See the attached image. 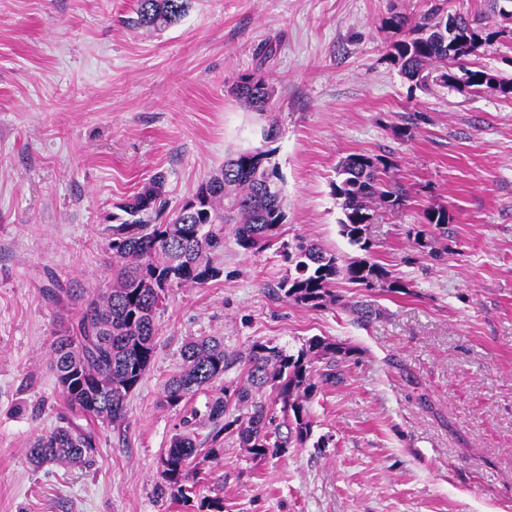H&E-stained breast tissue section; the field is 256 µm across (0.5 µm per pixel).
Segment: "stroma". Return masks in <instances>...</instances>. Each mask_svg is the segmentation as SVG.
<instances>
[{
  "label": "stroma",
  "mask_w": 512,
  "mask_h": 512,
  "mask_svg": "<svg viewBox=\"0 0 512 512\" xmlns=\"http://www.w3.org/2000/svg\"><path fill=\"white\" fill-rule=\"evenodd\" d=\"M438 3L490 35L468 67L512 73V18L488 0H194L160 32L127 26L135 0H0V512H187L156 472L183 419L206 438L218 392L176 408L160 393L201 336L230 351L314 336L357 350L345 384L310 403L328 448L254 460L229 439L219 458L197 454L189 482L223 512H512V99L444 85L434 65L423 83L402 74L387 18ZM246 76L273 87L264 111L234 94ZM410 116L411 136H395ZM271 126L278 240L247 253L227 239L218 278L169 295L126 423L100 426L88 463L34 467L28 449L63 407L46 274L104 284L120 203L160 172L177 208ZM352 153L390 156L409 193L368 227L373 258L409 290L372 291L384 314L366 325L273 294L295 238L363 258L339 232L331 188ZM437 206L448 234L418 245Z\"/></svg>",
  "instance_id": "obj_1"
}]
</instances>
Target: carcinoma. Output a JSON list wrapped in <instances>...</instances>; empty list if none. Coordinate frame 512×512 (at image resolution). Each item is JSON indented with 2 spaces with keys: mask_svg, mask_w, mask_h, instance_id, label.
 <instances>
[{
  "mask_svg": "<svg viewBox=\"0 0 512 512\" xmlns=\"http://www.w3.org/2000/svg\"><path fill=\"white\" fill-rule=\"evenodd\" d=\"M193 0H136L134 29L163 31L180 22ZM388 27L403 33L393 44L394 61L413 79L429 63L459 64L472 55L482 34L462 15H448L436 8L416 21L403 15L387 19ZM454 87L492 88L512 98V77L481 69L460 67L440 75ZM273 88L262 79L241 80L235 95L246 107L262 111ZM273 148L237 152L220 171L202 182L195 193L168 219L165 176L155 175L140 191L118 206L123 215L108 228L106 247L110 279L101 287L80 292L56 277L42 289L55 307L76 304L78 314L64 334L51 345L50 367L64 403L60 425L39 436L29 448L30 462L79 464L99 444L96 421L122 424L128 400L154 358L157 316L175 288L199 287L217 278L218 259L224 254V225L238 247L257 252L278 235L286 214L282 177ZM395 168L387 155L356 153L336 167L332 192L342 211L341 234L369 252L368 226L375 209L395 210L407 193L391 179ZM422 223L448 232L451 217L445 207L423 211ZM289 270L279 284V295L303 307L320 308L338 302L333 286L342 281L353 288H385L405 294L408 285L383 265L367 258L342 261L316 244L301 239L285 253ZM356 322L370 323L382 309L368 300L344 305ZM356 349L328 338L313 337L291 351L284 346L254 342L247 352L224 350L223 339L203 337L185 343L182 364L164 383L163 405L177 407L192 396L219 383L226 372L242 367L243 382L224 387V395L208 405L211 448L218 458L224 440L233 438L254 458L282 453L288 445L303 448L313 435L309 403L318 389L345 380L344 367ZM281 405L282 422L274 424L273 406ZM287 436L281 437V427ZM198 452L191 431L175 434L161 457L158 482L177 491L190 503L196 491L187 486L189 465Z\"/></svg>",
  "mask_w": 512,
  "mask_h": 512,
  "instance_id": "carcinoma-1",
  "label": "carcinoma"
}]
</instances>
